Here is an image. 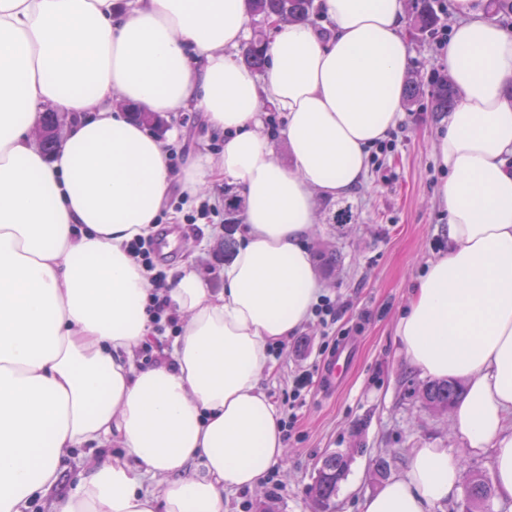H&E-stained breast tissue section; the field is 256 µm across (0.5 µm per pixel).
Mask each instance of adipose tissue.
Returning a JSON list of instances; mask_svg holds the SVG:
<instances>
[{"mask_svg": "<svg viewBox=\"0 0 512 512\" xmlns=\"http://www.w3.org/2000/svg\"><path fill=\"white\" fill-rule=\"evenodd\" d=\"M330 25H278L265 77L237 60L245 0H0V512H224L284 460L280 416L260 388L271 347L309 322L321 290L306 241L318 198L366 177L370 149L403 115L404 0H316ZM443 62L461 97L435 151L448 248L417 279L395 334L420 375L465 380L453 427L491 449L512 500V32L455 0ZM149 112L203 113L219 156L165 144L114 96ZM286 117L289 165L261 130ZM71 129L46 158L31 132L44 107ZM248 201L224 285L189 264L169 273L168 313L184 324L160 361L151 273L128 253L174 187L216 181ZM125 453L54 496L75 448ZM461 467L412 449L407 469L362 512H429L452 500Z\"/></svg>", "mask_w": 512, "mask_h": 512, "instance_id": "obj_1", "label": "adipose tissue"}]
</instances>
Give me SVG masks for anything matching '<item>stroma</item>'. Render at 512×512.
<instances>
[{"label": "stroma", "instance_id": "35a3bbf8", "mask_svg": "<svg viewBox=\"0 0 512 512\" xmlns=\"http://www.w3.org/2000/svg\"><path fill=\"white\" fill-rule=\"evenodd\" d=\"M405 40L411 76L426 86L445 78L432 35L409 34ZM446 121V113L432 111L429 95L405 104L394 148L372 162L362 185L341 199L320 204L319 222L307 246L322 294L336 302V333L348 342L351 360L337 381H330V359L318 353L323 342L319 320L311 319L294 336L296 350L276 359L272 374L262 382L267 398L277 406L294 373L315 370L314 389L299 408L297 428L287 441L289 455L276 466L281 491L272 495L264 483L244 495L227 493L224 512H246L241 507L245 499L251 503L247 512H311L306 489L323 456L333 450L352 458L336 496L338 512H362L363 500L381 487V479L372 471L374 459H389L395 476L405 470L412 448L425 444L449 449L460 458L463 473L490 475V451L468 448L453 429L451 414L433 412L413 397L411 384L419 376L408 370L395 336L396 321L417 278L429 260L447 247L443 234L447 214L438 197L447 171L434 150ZM174 129L179 132L180 154L197 151L216 156L223 149V136L208 133L199 112H182L165 120L157 135L166 137ZM345 206L352 209V223H334V215ZM162 221L181 232L170 266L191 264L210 287H222L223 224L187 223L185 211L172 205ZM332 253L337 256L333 264L326 260ZM121 453L117 445L106 453L73 449L61 465L57 493L74 488L106 455Z\"/></svg>", "mask_w": 512, "mask_h": 512}]
</instances>
